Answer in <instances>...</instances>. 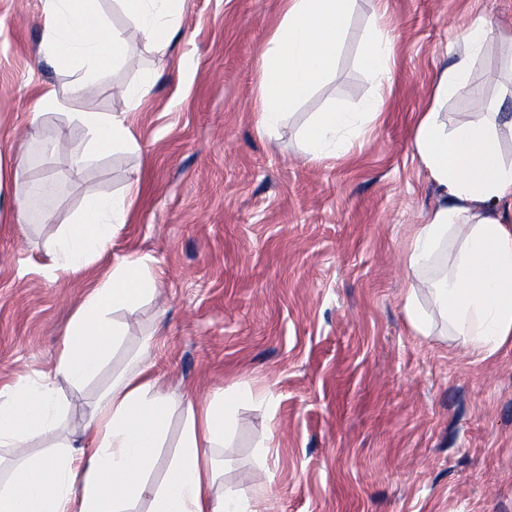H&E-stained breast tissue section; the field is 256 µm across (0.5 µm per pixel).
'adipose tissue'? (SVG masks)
<instances>
[{
	"label": "adipose tissue",
	"instance_id": "adipose-tissue-1",
	"mask_svg": "<svg viewBox=\"0 0 512 512\" xmlns=\"http://www.w3.org/2000/svg\"><path fill=\"white\" fill-rule=\"evenodd\" d=\"M137 21L146 43L164 45L175 36L181 0H120ZM356 0H286L282 22L262 54L258 112L260 124L275 127L313 89L330 77L343 44ZM45 56L71 66L67 91L80 97L104 78L112 65L134 53L122 33L99 17L96 0H45ZM499 38L484 19L462 36L463 56L444 69L432 89L429 107L419 113L414 148L427 174L441 190V201L408 242L403 260L411 279L404 298L410 326L431 333V318L419 303L423 270L442 243H455L448 272L431 290L435 307L472 354L488 357L512 344V161L502 145L512 139V117L502 107L512 99V82L475 120L450 126L439 109L470 86L472 55L488 50ZM360 62L378 86L393 79L391 42L383 16L366 35ZM381 114L371 99L361 111L332 109L306 128L307 159L326 155L327 147L348 152L352 135ZM79 119L92 136L95 155L137 143L123 117L84 112ZM132 180L126 195L89 198L76 224L50 246L55 267L71 269L94 263L112 244L117 225L128 216L126 196L138 192ZM142 260H124L94 288L73 316L55 374L79 386L101 372L120 330L111 308H136L153 293ZM256 396L251 388L234 397L217 392L199 404H187V423L179 448L167 463V475L153 485L148 473L161 447L177 402L163 393L152 365L140 361L113 379L90 405L77 436L65 438L58 452L22 455L29 437L54 431L59 423L55 386L17 381L0 387V447L18 449L7 474H0V512H130L133 502L148 499L149 512H245L231 488L216 493L218 469L213 448L224 443L234 402Z\"/></svg>",
	"mask_w": 512,
	"mask_h": 512
}]
</instances>
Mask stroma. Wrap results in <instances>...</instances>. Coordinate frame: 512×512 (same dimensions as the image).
<instances>
[{"label": "stroma", "instance_id": "35a3bbf8", "mask_svg": "<svg viewBox=\"0 0 512 512\" xmlns=\"http://www.w3.org/2000/svg\"><path fill=\"white\" fill-rule=\"evenodd\" d=\"M379 0H357L330 80L276 127L259 123L258 61L284 0H185L178 32L145 44L117 0L105 24L139 47L88 97L36 113L44 85L66 75L43 55L42 0H0V158L25 154L0 177V386L54 377L63 409L37 453L78 431L89 404L136 363L143 337L160 387L202 402L242 385L213 455L218 487L251 512H512V347L468 353L432 313V334L409 325L402 251L437 205L439 188L415 149L414 127L449 44L479 18L512 31V0H388L394 77L377 88L359 63ZM153 76L137 109L113 85ZM512 79V43L471 60V93L450 100L448 123L477 118ZM383 99L381 117L351 151L306 161L305 125L319 112ZM86 111L124 115L136 141L73 169L91 136ZM64 131L68 152L52 149ZM141 188L108 251L79 269L46 250L84 201ZM37 179L61 191L40 220L16 222L14 198ZM143 260L158 297L111 310L123 330L103 373L75 388L55 378L66 327L121 258ZM266 469H259V458Z\"/></svg>", "mask_w": 512, "mask_h": 512}]
</instances>
